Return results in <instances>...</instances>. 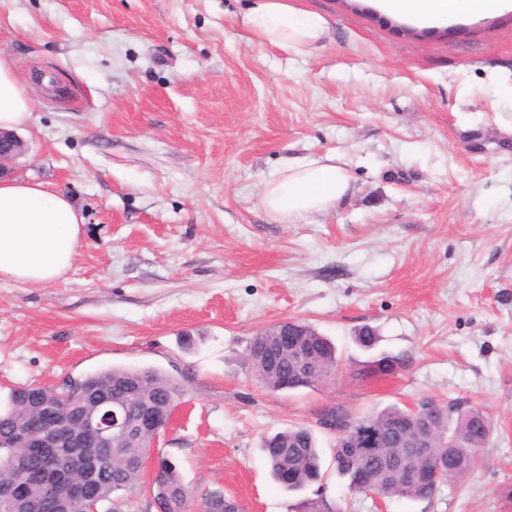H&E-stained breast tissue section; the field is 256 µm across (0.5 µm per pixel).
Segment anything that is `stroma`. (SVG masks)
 <instances>
[{
	"mask_svg": "<svg viewBox=\"0 0 512 512\" xmlns=\"http://www.w3.org/2000/svg\"><path fill=\"white\" fill-rule=\"evenodd\" d=\"M288 2L328 19L315 55L254 41L236 23L247 0H0V55L32 101L15 173L85 217L64 280H0V407L16 386L154 366L184 389L154 453L188 512L211 491L241 512L303 495L333 512H512V11L420 26L375 0ZM329 152L347 197L270 218L263 184ZM290 319L339 366L272 392L247 350ZM424 399L489 415L476 467L425 501L350 490L318 413ZM291 425L313 428L324 474L300 494L261 450Z\"/></svg>",
	"mask_w": 512,
	"mask_h": 512,
	"instance_id": "stroma-1",
	"label": "stroma"
}]
</instances>
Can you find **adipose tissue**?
<instances>
[{
    "mask_svg": "<svg viewBox=\"0 0 512 512\" xmlns=\"http://www.w3.org/2000/svg\"><path fill=\"white\" fill-rule=\"evenodd\" d=\"M385 11L422 23L493 15L512 0H378ZM243 27L263 46L309 56L329 35L327 19L288 0H249ZM31 101L12 59L0 57V128L27 125ZM349 177L336 154L290 160L264 185L263 209L285 221L325 212L341 201ZM84 217L73 200L33 179L0 181V279L29 285L54 283L70 269L82 243Z\"/></svg>",
    "mask_w": 512,
    "mask_h": 512,
    "instance_id": "1",
    "label": "adipose tissue"
}]
</instances>
